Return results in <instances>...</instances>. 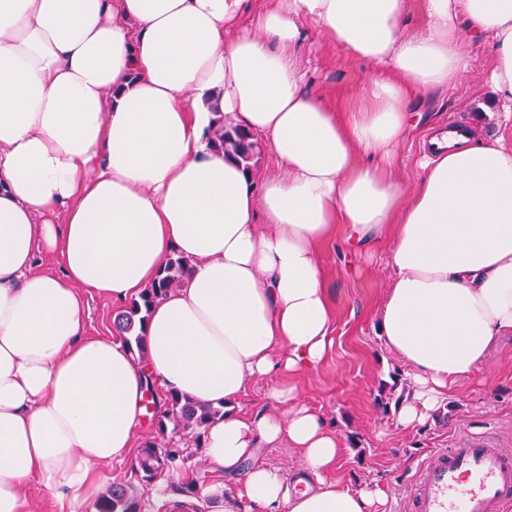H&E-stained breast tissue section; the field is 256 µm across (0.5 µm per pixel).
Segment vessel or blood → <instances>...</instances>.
I'll use <instances>...</instances> for the list:
<instances>
[{
	"label": "vessel or blood",
	"mask_w": 512,
	"mask_h": 512,
	"mask_svg": "<svg viewBox=\"0 0 512 512\" xmlns=\"http://www.w3.org/2000/svg\"><path fill=\"white\" fill-rule=\"evenodd\" d=\"M512 506V448L468 436L432 451L409 493V512H506Z\"/></svg>",
	"instance_id": "obj_1"
}]
</instances>
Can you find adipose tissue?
I'll list each match as a JSON object with an SVG mask.
<instances>
[{
	"instance_id": "1",
	"label": "adipose tissue",
	"mask_w": 512,
	"mask_h": 512,
	"mask_svg": "<svg viewBox=\"0 0 512 512\" xmlns=\"http://www.w3.org/2000/svg\"><path fill=\"white\" fill-rule=\"evenodd\" d=\"M0 0V512L90 510L98 466L128 460L147 392L223 402L203 452L209 512H386L377 485L338 474L343 444L294 386L240 400L280 371L317 367L331 344L317 260L336 226L392 244L380 315L415 388L397 427L425 423L452 385L512 334V146L438 128L412 189L393 167L412 100L495 55L494 105L512 119V0ZM312 27L374 67L337 112L304 84ZM264 144L256 178L211 144L219 117ZM60 251L61 271L37 269ZM191 262L145 327L147 357L83 334L84 292L123 305L171 251ZM303 456L293 481L258 458ZM279 382V377H269L250 386L240 401L242 408L247 412L264 409V396L268 388Z\"/></svg>"
}]
</instances>
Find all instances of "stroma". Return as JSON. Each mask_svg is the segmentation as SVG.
I'll list each match as a JSON object with an SVG mask.
<instances>
[{
  "label": "stroma",
  "instance_id": "35a3bbf8",
  "mask_svg": "<svg viewBox=\"0 0 512 512\" xmlns=\"http://www.w3.org/2000/svg\"><path fill=\"white\" fill-rule=\"evenodd\" d=\"M300 63L313 93L342 106L363 94L366 64L317 34L301 47ZM495 63L489 46L472 49V68L455 87L421 106V123L399 148L401 176L421 173L425 125L469 122L478 137L512 143V127L485 113L492 94L485 79ZM391 245L351 248L337 233L321 249L331 313L333 345L326 361L293 381L300 402L323 414L341 437L344 450L338 471L352 489L381 483L388 512H407L409 484L423 458L435 448H450L462 437L485 434L512 445V338L461 381L425 424L399 431V409L415 389L401 361L386 350L380 336V311L390 285Z\"/></svg>",
  "mask_w": 512,
  "mask_h": 512
}]
</instances>
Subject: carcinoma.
Instances as JSON below:
<instances>
[{"label": "carcinoma", "mask_w": 512, "mask_h": 512, "mask_svg": "<svg viewBox=\"0 0 512 512\" xmlns=\"http://www.w3.org/2000/svg\"><path fill=\"white\" fill-rule=\"evenodd\" d=\"M213 145L241 162L246 169L256 171L262 154V144L239 126L226 120L220 121L212 137ZM190 265L189 259L174 251L150 287L132 301L127 310L119 314L115 328L125 340L132 356L142 361L146 358V344L142 327L155 302L169 291L178 288ZM224 417V403L214 405L183 395L168 398L167 408L156 421L160 441H148L140 448L136 471L143 485H148L157 474L170 469L180 456V449L173 438L190 435L201 442L204 430L215 420ZM97 512H140L138 491L124 483H114L96 501Z\"/></svg>", "instance_id": "cac0c4a2"}]
</instances>
